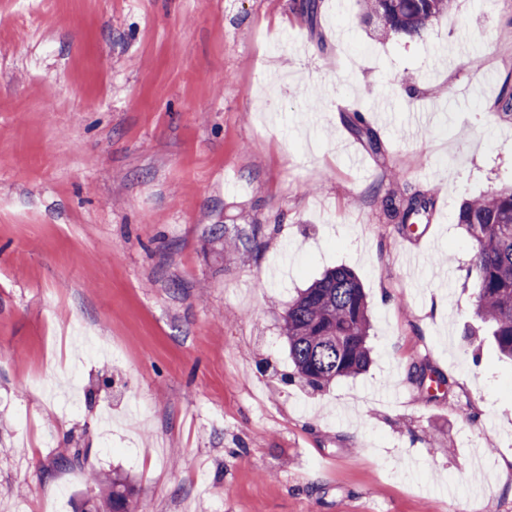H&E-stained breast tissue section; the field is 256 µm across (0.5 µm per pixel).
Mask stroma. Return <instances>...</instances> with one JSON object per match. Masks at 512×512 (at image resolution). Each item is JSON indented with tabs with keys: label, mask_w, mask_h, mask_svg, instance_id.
<instances>
[{
	"label": "stroma",
	"mask_w": 512,
	"mask_h": 512,
	"mask_svg": "<svg viewBox=\"0 0 512 512\" xmlns=\"http://www.w3.org/2000/svg\"><path fill=\"white\" fill-rule=\"evenodd\" d=\"M321 2L0 0V512H82L91 471L145 512H512V362L455 222L512 185V0L383 42ZM416 191L406 230L383 201ZM339 265L373 363L314 390L283 316ZM433 203L420 195H413L402 211L393 204L392 200L386 202V210L400 217L401 224H416L425 214H428ZM257 231L258 225L253 226L250 234L244 230H241L237 231L234 235H228L225 229L223 232V227L220 225H214V227L211 229L212 234H220V236L224 235V246L244 252L251 250L257 236Z\"/></svg>",
	"instance_id": "stroma-1"
}]
</instances>
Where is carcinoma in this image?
Segmentation results:
<instances>
[{
    "mask_svg": "<svg viewBox=\"0 0 512 512\" xmlns=\"http://www.w3.org/2000/svg\"><path fill=\"white\" fill-rule=\"evenodd\" d=\"M366 16L378 20L376 36L420 37L429 25L453 8L454 0H363ZM432 202L419 195L399 209L393 202L386 210L402 224H415ZM456 223L464 226L474 242L471 274L476 293L475 313L492 327L500 353L512 359V187L492 190L468 199L459 207ZM233 235L216 225L211 233L224 236V245L248 252L257 236ZM370 315L367 296L356 274L348 267L328 270L288 303L284 335L288 356L297 377L313 388L354 377L371 361L368 343ZM95 484L109 486L103 497L88 499L89 512H143L131 481L120 474L93 475Z\"/></svg>",
    "mask_w": 512,
    "mask_h": 512,
    "instance_id": "obj_1",
    "label": "carcinoma"
}]
</instances>
